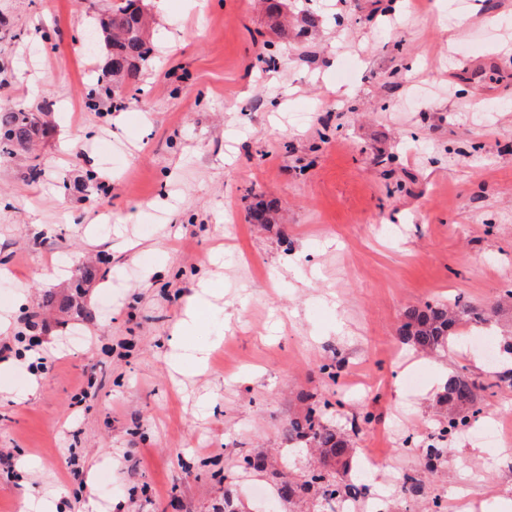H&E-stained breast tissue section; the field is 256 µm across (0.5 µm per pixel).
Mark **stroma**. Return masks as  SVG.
<instances>
[{"mask_svg":"<svg viewBox=\"0 0 512 512\" xmlns=\"http://www.w3.org/2000/svg\"><path fill=\"white\" fill-rule=\"evenodd\" d=\"M285 3L322 27L282 38L261 0H143L155 51L116 108L85 77L105 51L82 0H0V100L53 105L35 149L0 158V345L37 336L47 359L0 376V512H27V485L55 512H217L228 485L265 512L271 475L238 464L267 448L306 475L279 426L315 393L343 429L372 414L361 454L421 479L389 512H461L463 486L512 512V388L485 399L500 444L458 437L421 465L440 368L481 376L512 320L431 356L398 338L409 306L512 288V0ZM261 199L271 223L251 221ZM86 262L95 279L66 287ZM206 282L202 331L176 335ZM199 349L205 369L172 368ZM333 360L368 386L337 391Z\"/></svg>","mask_w":512,"mask_h":512,"instance_id":"1","label":"stroma"}]
</instances>
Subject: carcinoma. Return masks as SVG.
<instances>
[{
  "mask_svg": "<svg viewBox=\"0 0 512 512\" xmlns=\"http://www.w3.org/2000/svg\"><path fill=\"white\" fill-rule=\"evenodd\" d=\"M141 0H112L109 14L96 19L98 30H112V51L96 80L98 91L123 100L126 93L136 92L134 79L138 63L146 61L152 53V44L144 34ZM49 131L47 123L32 112L0 105V155H12L26 149L34 138ZM501 304L483 308L468 304L460 298L448 302H426L413 305L403 313L398 328L402 343L418 352L431 354L448 348L451 340L460 333L462 324H486L499 315ZM492 381L472 378L465 373L452 374L443 386L438 403L446 406V424L427 435L438 443L428 445L424 455L426 465L435 468L445 461L448 454L446 441L460 431L471 419L481 413L484 392L503 384L512 386V368L489 372ZM329 402L313 401L306 410L282 420L280 433L284 442L311 448L318 453V466L301 480H290L288 474L273 471L277 479L274 489L285 506L313 496L326 504L358 489L351 482L336 480L339 473H348L356 465L359 449L346 432L336 428L325 418ZM269 463L264 452L243 458L241 468L246 472H264Z\"/></svg>",
  "mask_w": 512,
  "mask_h": 512,
  "instance_id": "1",
  "label": "carcinoma"
}]
</instances>
